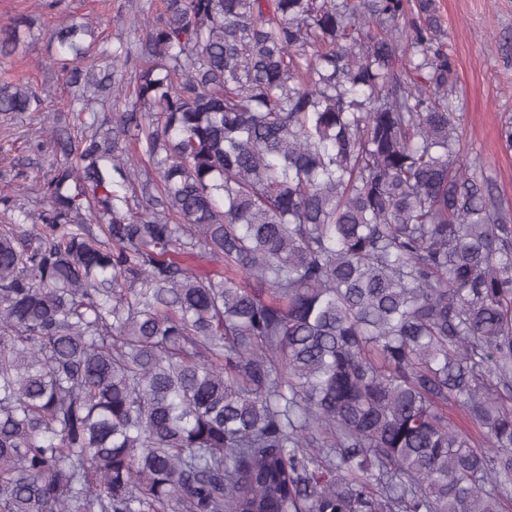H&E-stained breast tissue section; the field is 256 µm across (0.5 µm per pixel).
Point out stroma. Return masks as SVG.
<instances>
[{
  "label": "stroma",
  "mask_w": 512,
  "mask_h": 512,
  "mask_svg": "<svg viewBox=\"0 0 512 512\" xmlns=\"http://www.w3.org/2000/svg\"><path fill=\"white\" fill-rule=\"evenodd\" d=\"M159 5L160 0H57L53 5L0 0V27L22 15L33 20L31 27L21 28L15 52L0 56V81L38 85L47 100V115L58 126H68L70 90L54 71L40 65L56 53L51 29L66 19L89 17L109 43H133L140 33L124 23V16ZM437 5L456 67L459 96L454 117L461 153L481 158L484 178L512 206V150H505L500 139L502 126L512 121V0H437ZM43 118L26 112L0 126V196L14 194L17 173H25L31 184L45 176L40 154L25 147Z\"/></svg>",
  "instance_id": "obj_1"
}]
</instances>
